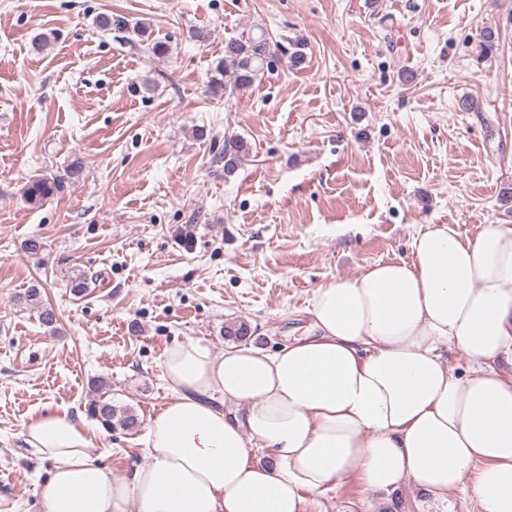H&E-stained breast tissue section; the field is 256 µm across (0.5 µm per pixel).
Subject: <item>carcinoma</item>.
<instances>
[{
  "label": "carcinoma",
  "mask_w": 512,
  "mask_h": 512,
  "mask_svg": "<svg viewBox=\"0 0 512 512\" xmlns=\"http://www.w3.org/2000/svg\"><path fill=\"white\" fill-rule=\"evenodd\" d=\"M271 45L265 35L251 34L233 39L224 45V57L220 58L211 76V86L227 89L224 77L232 79L233 89H245L253 84L258 75L269 65ZM249 155V146L241 138L224 140V171L231 172L237 163ZM82 163L74 161L66 167L64 173L33 179L25 188V198L31 205H42L53 198L63 187L64 183L78 176ZM29 309L37 313L40 323L46 327H54L57 315L54 309L43 299L42 286L39 282L31 283L19 297ZM91 417L96 419L104 428L112 430L116 427L133 429L138 425L136 414L130 409H119L109 400L100 397L91 401L88 406Z\"/></svg>",
  "instance_id": "cac0c4a2"
}]
</instances>
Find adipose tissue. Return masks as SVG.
<instances>
[{"instance_id":"adipose-tissue-1","label":"adipose tissue","mask_w":512,"mask_h":512,"mask_svg":"<svg viewBox=\"0 0 512 512\" xmlns=\"http://www.w3.org/2000/svg\"><path fill=\"white\" fill-rule=\"evenodd\" d=\"M306 312L312 335L273 353L168 347L173 397L128 477L92 458L85 422H25L53 464L43 512H308L307 494L348 477L370 491L462 490L480 512H512V376L495 367L512 359L511 225L488 222L466 242L431 225L410 260L334 278ZM444 346L470 359L469 374L449 370ZM256 444L270 463L254 461Z\"/></svg>"}]
</instances>
